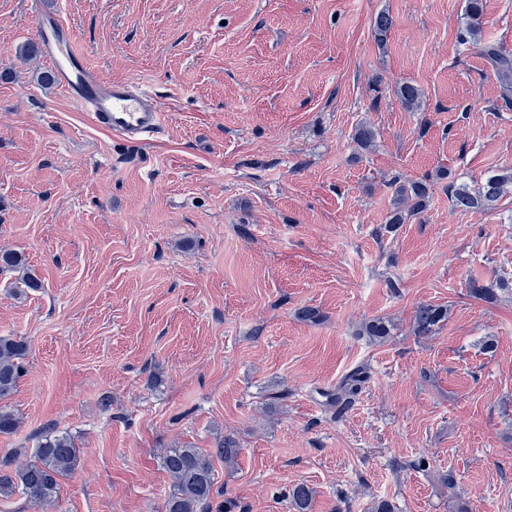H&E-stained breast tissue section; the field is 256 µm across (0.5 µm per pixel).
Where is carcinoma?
Instances as JSON below:
<instances>
[{"mask_svg": "<svg viewBox=\"0 0 512 512\" xmlns=\"http://www.w3.org/2000/svg\"><path fill=\"white\" fill-rule=\"evenodd\" d=\"M483 12V0H467L461 39L480 47L503 83L509 85L512 83V54L498 44L482 42ZM392 26L390 13L381 11L374 17L373 31L378 43H384ZM395 96L405 109L415 111L420 106L423 90L415 84L402 83L396 86ZM353 139L359 147L368 149L374 143L375 133L369 125L362 123L356 127ZM446 178L449 179V201L453 208L461 211L493 210L504 196L512 192V168L492 172L475 186L458 184L445 171L436 174L438 180ZM389 187L394 194L386 220L389 227L406 224L427 211L430 200L428 180L402 182L395 179ZM508 287L509 283L501 279L486 285L473 281L470 293L476 299L492 301L496 299L497 291ZM447 318L448 307L420 303L413 312L412 332L420 337L432 336ZM359 334L381 342L389 336L390 326L382 319L370 320L361 325ZM26 351L24 341L0 336V400L15 391L25 370L23 359ZM368 378L365 367L356 368L345 377L343 393L349 397L356 394ZM19 425L17 414L8 406L1 405L0 435L14 434ZM239 451L238 441L229 434L209 450L183 445L164 451L161 465L171 479L165 512H204L210 507L215 494L214 461L232 465ZM80 461V449L71 436L48 427L39 434L32 458L20 461L16 454L0 456V496L9 498L19 493L33 503L52 506L59 499L63 480L75 474ZM286 500L293 512H312L314 490L305 483L295 484L288 489Z\"/></svg>", "mask_w": 512, "mask_h": 512, "instance_id": "cac0c4a2", "label": "carcinoma"}]
</instances>
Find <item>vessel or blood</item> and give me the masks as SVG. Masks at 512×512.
<instances>
[{"label": "vessel or blood", "mask_w": 512, "mask_h": 512, "mask_svg": "<svg viewBox=\"0 0 512 512\" xmlns=\"http://www.w3.org/2000/svg\"><path fill=\"white\" fill-rule=\"evenodd\" d=\"M38 46L57 86L79 111L112 136L147 142L163 125L164 110L150 86L134 81L112 82L92 68L70 27L30 0Z\"/></svg>", "instance_id": "obj_1"}]
</instances>
